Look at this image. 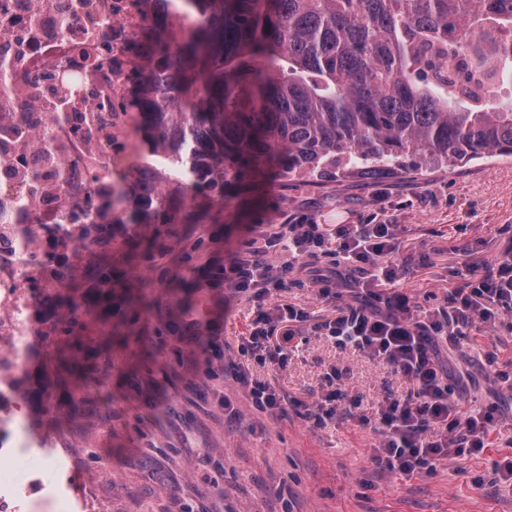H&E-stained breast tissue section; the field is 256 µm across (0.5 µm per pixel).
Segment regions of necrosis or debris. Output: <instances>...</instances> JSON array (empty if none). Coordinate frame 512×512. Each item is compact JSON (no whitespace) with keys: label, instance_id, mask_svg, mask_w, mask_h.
Segmentation results:
<instances>
[{"label":"necrosis or debris","instance_id":"1","mask_svg":"<svg viewBox=\"0 0 512 512\" xmlns=\"http://www.w3.org/2000/svg\"><path fill=\"white\" fill-rule=\"evenodd\" d=\"M0 0V229L83 222L93 176L137 123L132 96L140 64L152 61L153 32L163 20L150 0ZM49 130L68 179L55 190L17 178L39 168L32 135ZM32 240L0 246V512H20L54 461L26 415L15 381L30 357L31 305L20 286L30 269Z\"/></svg>","mask_w":512,"mask_h":512}]
</instances>
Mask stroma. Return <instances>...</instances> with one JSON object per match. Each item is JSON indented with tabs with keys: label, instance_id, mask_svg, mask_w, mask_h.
I'll use <instances>...</instances> for the list:
<instances>
[{
	"label": "stroma",
	"instance_id": "stroma-1",
	"mask_svg": "<svg viewBox=\"0 0 512 512\" xmlns=\"http://www.w3.org/2000/svg\"><path fill=\"white\" fill-rule=\"evenodd\" d=\"M398 178L340 177L314 187L295 178L256 177L226 187L223 203L169 180L161 192L175 216L198 223L111 224L88 245L72 224L52 251H39L27 281L34 299L32 358L21 375L30 407L49 440L55 480L71 498H93L105 512H512V483L493 471L512 457V311L495 328L473 323L455 343H439L460 413L497 408L492 444L478 456L451 458L409 477L372 460L380 436L378 403L412 386L390 366L336 348L318 323L351 302L349 279L325 297L315 274L333 269L320 256L289 264L269 254L288 287L276 305L304 309L302 346L285 367L240 356L257 310L227 288L198 285V266L227 265L252 228L303 213L323 224H392L388 260L398 285L418 301L445 300L471 268L512 245V157L444 169L416 157ZM112 268L120 312L87 313L91 271ZM224 321V351L254 378L305 403L342 373L346 393L325 425L296 413L258 411L195 343L175 332L186 317Z\"/></svg>",
	"mask_w": 512,
	"mask_h": 512
}]
</instances>
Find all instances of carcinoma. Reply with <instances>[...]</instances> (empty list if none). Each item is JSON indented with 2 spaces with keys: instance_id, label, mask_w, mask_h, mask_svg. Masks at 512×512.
Masks as SVG:
<instances>
[{
  "instance_id": "1",
  "label": "carcinoma",
  "mask_w": 512,
  "mask_h": 512,
  "mask_svg": "<svg viewBox=\"0 0 512 512\" xmlns=\"http://www.w3.org/2000/svg\"><path fill=\"white\" fill-rule=\"evenodd\" d=\"M140 73L135 135L169 177L224 203V185L261 164L320 185L360 172L399 176L408 154L453 166L512 157V103L490 84L512 74V0H179ZM59 185L52 139L34 144ZM142 184L90 188L108 213L150 224L164 200L130 208Z\"/></svg>"
}]
</instances>
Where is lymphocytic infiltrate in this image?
Listing matches in <instances>:
<instances>
[{"label": "lymphocytic infiltrate", "instance_id": "lymphocytic-infiltrate-1", "mask_svg": "<svg viewBox=\"0 0 512 512\" xmlns=\"http://www.w3.org/2000/svg\"><path fill=\"white\" fill-rule=\"evenodd\" d=\"M393 239L389 224H322L304 214L292 224L267 225L224 269L208 274L206 284L228 285L238 298L264 305L287 286L267 261L269 252L278 250L292 263L320 253L332 256L356 272L354 302L338 308L324 329L338 347L350 346L383 360L412 383L411 396H389L381 404V440L374 455L383 471L410 476L451 456L480 454L490 445L495 406L460 415L436 352L439 342L455 341L475 321L492 326L503 309L512 310V246L486 263L481 273L463 279L444 304L426 310L394 285L397 275L386 261ZM179 330L204 340L210 360L246 389L256 409L287 414L288 400L272 384L227 360L213 320L190 317L180 322Z\"/></svg>", "mask_w": 512, "mask_h": 512}]
</instances>
